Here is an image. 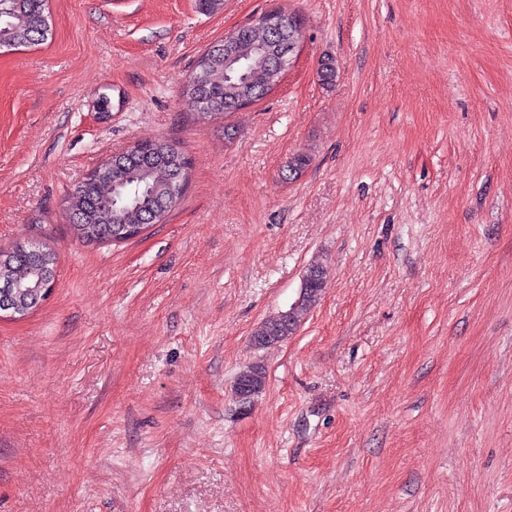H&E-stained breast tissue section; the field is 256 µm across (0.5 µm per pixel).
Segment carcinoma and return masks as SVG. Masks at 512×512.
Masks as SVG:
<instances>
[{
  "label": "carcinoma",
  "mask_w": 512,
  "mask_h": 512,
  "mask_svg": "<svg viewBox=\"0 0 512 512\" xmlns=\"http://www.w3.org/2000/svg\"><path fill=\"white\" fill-rule=\"evenodd\" d=\"M47 0H0V48L38 45L50 34ZM288 34L277 29L247 23L234 29L230 53H224L219 42L200 55L195 63L197 80L184 85L183 96L188 106L200 115L224 113V107L248 93L251 102L262 99L272 90L269 75L277 71L279 45ZM140 150L112 162L105 176L83 182L71 195L74 210L70 212L77 237L86 242H110L120 228L157 224L178 205L172 191L188 182L189 161L175 144L163 140L139 142ZM310 165V156L296 154L288 162L284 177L294 179ZM48 262L45 257L28 253L20 247L12 249L7 263L0 262V276L6 275L28 292L32 287L46 288L44 279ZM310 291L293 303L288 315L266 319L255 331L254 346L265 348L288 340L320 298L326 269L313 264ZM247 380L251 398L265 389L266 370L253 365L240 372Z\"/></svg>",
  "instance_id": "obj_1"
}]
</instances>
